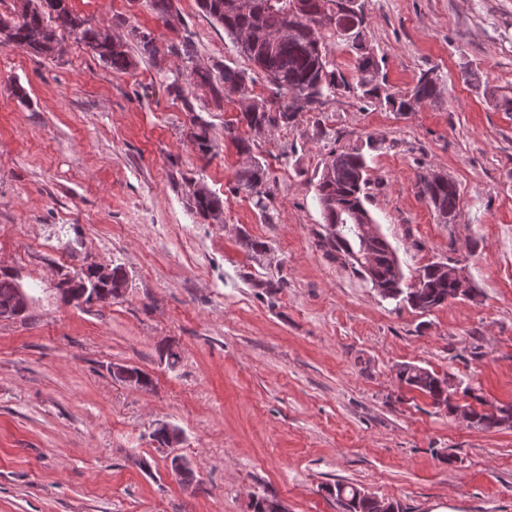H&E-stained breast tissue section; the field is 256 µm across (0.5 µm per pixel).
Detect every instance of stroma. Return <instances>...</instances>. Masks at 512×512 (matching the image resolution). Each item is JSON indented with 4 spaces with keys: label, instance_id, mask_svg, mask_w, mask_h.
<instances>
[{
    "label": "stroma",
    "instance_id": "35a3bbf8",
    "mask_svg": "<svg viewBox=\"0 0 512 512\" xmlns=\"http://www.w3.org/2000/svg\"><path fill=\"white\" fill-rule=\"evenodd\" d=\"M94 25L136 26L159 47L191 36L198 63L228 64L248 96L273 88L197 0L163 24L150 0H70ZM366 36L397 93L431 71L439 96L399 114L337 93L288 127L252 137L276 180L269 217L234 193L240 156L224 136L242 103L205 88L168 95L176 56L117 74L62 36L55 58L0 47V273L31 295L0 319V512H342L326 488L352 482L431 512H512V428L467 426L399 385L407 362L512 402V0H366ZM210 129L204 156L192 118ZM361 147L367 206L405 273L461 259L478 290L432 312L383 300L319 247L315 184L331 151ZM457 182L461 215L438 223L419 174ZM224 202L222 222L188 206L190 180ZM268 243L254 262L239 231ZM118 265L124 294L74 307L59 284ZM283 278L284 287L260 288ZM176 366L161 357L167 345ZM136 367L153 385L117 380ZM180 442L163 448L157 422ZM183 458L195 480L170 468ZM191 124L192 128H190L188 135L190 142L204 156L209 155L213 150V141L209 134L208 125L197 118H194Z\"/></svg>",
    "mask_w": 512,
    "mask_h": 512
}]
</instances>
